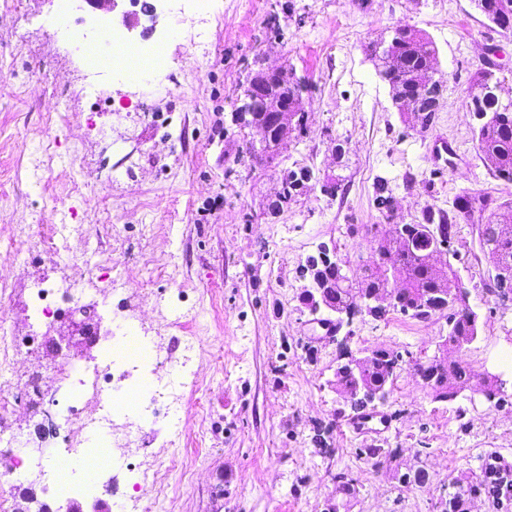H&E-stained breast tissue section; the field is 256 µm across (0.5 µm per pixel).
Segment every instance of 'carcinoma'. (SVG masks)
<instances>
[{"mask_svg": "<svg viewBox=\"0 0 512 512\" xmlns=\"http://www.w3.org/2000/svg\"><path fill=\"white\" fill-rule=\"evenodd\" d=\"M480 13L504 32L512 31V0H483ZM415 27L397 24L392 30L395 40V52L399 57V66L395 69H382L388 81L394 86L408 87L412 75L423 69L435 58L437 50L434 42L414 40ZM477 114H487L475 133L477 149L483 160H491L489 171L497 178L512 180V111L501 112L498 109L495 94L487 93L478 100L473 108ZM467 201L461 208L445 210L426 206L421 209L411 224L410 236L417 243L423 236V229L429 225H441L446 229L449 239H454L461 222H468L474 212L484 211L492 199L481 192L466 193ZM374 205L379 212L391 216L394 210V196L388 181L380 178L374 183ZM502 224L512 225V205L502 203L492 208L488 216L486 230L492 236ZM500 251L495 267L512 273V236L500 241ZM414 250L402 257L391 259L398 265L402 276L401 292L406 294L404 306L397 312L418 321H427L436 315L445 317L448 324V342L443 344L444 361L447 364L445 374L435 376L438 366L431 363H419L415 371L425 378L436 377L432 399L444 402L455 399L460 393L469 390L478 393L484 389L479 374L470 366L464 365L449 356L453 351L456 336H475L478 334V316L457 310L455 305L444 297L435 295L434 289L442 287L439 278L431 272L425 263L417 257ZM361 283L368 288L384 287L385 279L378 268H364ZM395 448H360L358 455L378 466L390 460L396 454ZM463 484L464 489L448 502L445 512H468L466 503L475 496H483L496 509V512H512V464L496 452L481 457L478 471L470 476L454 479L451 486Z\"/></svg>", "mask_w": 512, "mask_h": 512, "instance_id": "1", "label": "carcinoma"}]
</instances>
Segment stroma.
Returning a JSON list of instances; mask_svg holds the SVG:
<instances>
[{"mask_svg":"<svg viewBox=\"0 0 512 512\" xmlns=\"http://www.w3.org/2000/svg\"><path fill=\"white\" fill-rule=\"evenodd\" d=\"M62 12L66 31L54 24ZM158 14L130 38L167 46L168 66L134 85L89 74L78 50L120 17L84 19L75 0H0V321L35 348L0 370V390L21 415L20 447L72 454L84 435L61 421L72 385L46 345L71 308L87 305L103 335L87 353L70 352L79 368L107 362L124 372L110 348L131 325L161 356L137 365L133 383L180 387L177 411L148 404L130 422L132 446L114 451L97 494L111 512H131L130 500L152 512H326L339 472L357 488L346 512H442L449 482L476 470L481 455L512 460V303L486 291L475 222L460 224L453 244L478 315L460 356L507 380L499 409L467 391L432 401L408 369L380 406L387 423L349 429L335 387L340 349L311 324L297 270L325 245L360 274L390 224L413 223L428 205L451 208L466 191L512 202V181L494 177L476 149L478 121L466 106L492 61L499 96L512 97V33L471 0H161ZM400 22L437 49L443 102L424 133L392 106L367 50ZM264 67L287 68L306 86V127L272 164L245 157L257 134L232 120L249 76ZM439 136L459 160L435 155ZM334 139L347 144L343 160ZM302 167L316 182L273 212L284 171ZM380 178L396 199L389 218L372 205ZM48 287L59 290V311L35 318L33 297ZM341 333L352 350L425 362L448 325L364 315ZM187 336L196 340L189 387L179 366ZM320 427L325 454L314 442ZM369 445L398 454L375 467L356 454ZM413 466L426 483L393 479ZM53 491L50 475L34 470L0 477L12 508L30 494L56 512Z\"/></svg>","mask_w":512,"mask_h":512,"instance_id":"35a3bbf8","label":"stroma"}]
</instances>
